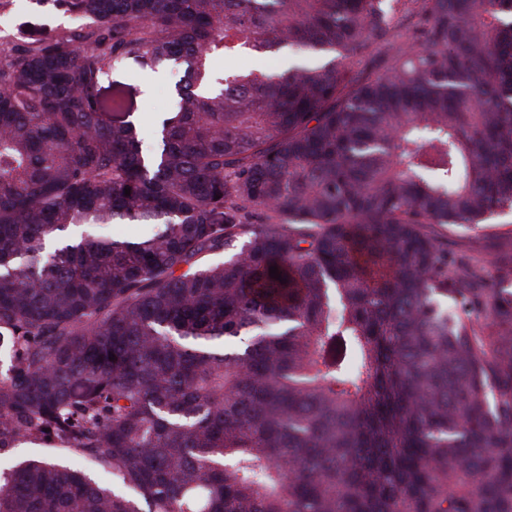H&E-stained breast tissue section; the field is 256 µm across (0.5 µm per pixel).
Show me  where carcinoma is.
<instances>
[{"mask_svg":"<svg viewBox=\"0 0 512 512\" xmlns=\"http://www.w3.org/2000/svg\"><path fill=\"white\" fill-rule=\"evenodd\" d=\"M55 2L0 58V451L132 494L0 512H512V252L431 231L512 213V0ZM128 63L183 67L150 155ZM288 59H300L309 65L314 63V58L309 56L305 50L296 48H284L280 52H275L272 54L263 56L243 55L230 61H225L224 58H217L215 61V66L218 70L223 71L226 67H234L238 70L267 69L271 71L283 69L282 66ZM94 233H106L115 239H137L147 232V227L144 224H135L128 221H121L115 224H110L105 230L92 229ZM54 458L64 463H71L72 458L62 450L54 448L53 445L44 442L26 441L18 444L9 452H1L0 471H7L17 461L23 459Z\"/></svg>","mask_w":512,"mask_h":512,"instance_id":"carcinoma-1","label":"carcinoma"}]
</instances>
